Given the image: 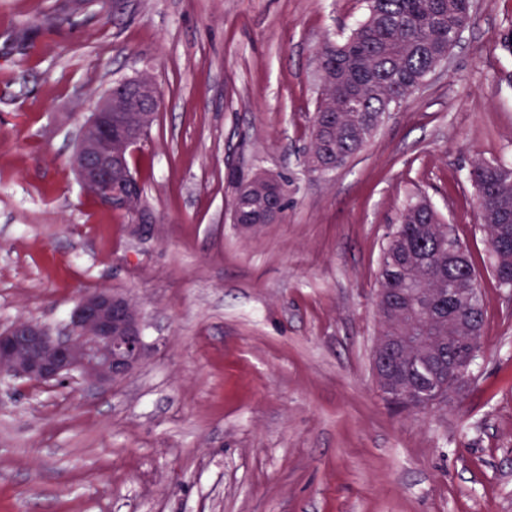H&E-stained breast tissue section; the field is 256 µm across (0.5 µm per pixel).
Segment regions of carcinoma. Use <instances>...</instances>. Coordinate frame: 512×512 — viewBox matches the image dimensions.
<instances>
[{
  "label": "carcinoma",
  "instance_id": "carcinoma-1",
  "mask_svg": "<svg viewBox=\"0 0 512 512\" xmlns=\"http://www.w3.org/2000/svg\"><path fill=\"white\" fill-rule=\"evenodd\" d=\"M472 17L471 0H368L365 18L339 43L324 44V83L310 130L307 163L343 166L372 138L391 108L401 104L454 46L453 31ZM469 179L477 191L480 226L490 246L491 273L500 287L512 288V164L473 160ZM288 184L258 172L237 183L233 206L257 216L273 193ZM461 252L448 265V244ZM378 289L404 294L397 313L376 310L382 336L473 338L481 350L484 304L469 253L448 232L425 199L409 203L381 251ZM407 385L429 382L431 372L409 354L400 359ZM471 384L464 368L448 392L431 406H450Z\"/></svg>",
  "mask_w": 512,
  "mask_h": 512
}]
</instances>
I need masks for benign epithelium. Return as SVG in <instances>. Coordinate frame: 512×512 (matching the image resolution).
<instances>
[{"mask_svg": "<svg viewBox=\"0 0 512 512\" xmlns=\"http://www.w3.org/2000/svg\"><path fill=\"white\" fill-rule=\"evenodd\" d=\"M121 85L142 102L141 119L150 124L159 105L158 86L139 78ZM112 102L109 91L83 123L73 154L74 170L84 189L103 205L127 211L129 192L139 185L131 159L141 138L138 130L115 129ZM419 340L418 336H402L375 344V376L387 383L394 360L417 347ZM145 356L140 312L127 295L110 288L82 295L61 328L22 319L0 331V379L21 380L35 387L75 381L86 388L105 389L132 375Z\"/></svg>", "mask_w": 512, "mask_h": 512, "instance_id": "benign-epithelium-1", "label": "benign epithelium"}]
</instances>
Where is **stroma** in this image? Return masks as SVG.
Masks as SVG:
<instances>
[{
    "mask_svg": "<svg viewBox=\"0 0 512 512\" xmlns=\"http://www.w3.org/2000/svg\"><path fill=\"white\" fill-rule=\"evenodd\" d=\"M72 2L0 0V329L109 287L147 352L105 391L0 383V512H512V289L468 177L512 163V0H474L447 60L327 175L305 164L316 55L364 0ZM146 73L137 232L72 155L100 96ZM232 170L287 178L283 218L233 224ZM420 195L469 250L485 319L469 391L408 413L371 355L381 249ZM120 86L129 87L134 92L135 97L142 102L143 109L138 113L143 123L146 126L149 125L159 105L160 91L158 86L153 83H145L140 78L122 81Z\"/></svg>",
    "mask_w": 512,
    "mask_h": 512,
    "instance_id": "1",
    "label": "stroma"
}]
</instances>
